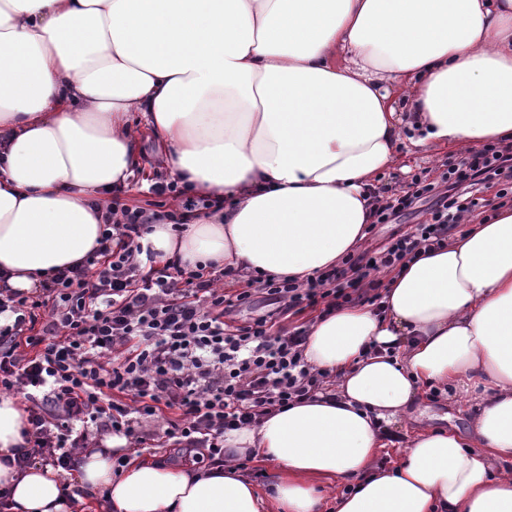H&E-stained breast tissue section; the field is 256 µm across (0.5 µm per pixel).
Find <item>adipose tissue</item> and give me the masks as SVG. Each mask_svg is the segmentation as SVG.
Returning <instances> with one entry per match:
<instances>
[{
    "mask_svg": "<svg viewBox=\"0 0 512 512\" xmlns=\"http://www.w3.org/2000/svg\"><path fill=\"white\" fill-rule=\"evenodd\" d=\"M406 129L512 141V0H0V272L28 291L82 261L113 190L159 165L216 205L155 224L157 259L304 284L362 243ZM304 356L335 388L225 434L220 467L113 436L76 472H20L27 414L1 395L9 512H71L75 486L113 512H322L333 480L355 485L335 512H512V201L394 272L382 310L315 319ZM426 386L474 404L469 432H415L378 468ZM244 456L276 464L271 493Z\"/></svg>",
    "mask_w": 512,
    "mask_h": 512,
    "instance_id": "adipose-tissue-1",
    "label": "adipose tissue"
}]
</instances>
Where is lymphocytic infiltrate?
Instances as JSON below:
<instances>
[{
    "mask_svg": "<svg viewBox=\"0 0 512 512\" xmlns=\"http://www.w3.org/2000/svg\"><path fill=\"white\" fill-rule=\"evenodd\" d=\"M512 195V143H497L414 173L374 195V221L390 224L420 201L429 217L384 247L345 258L305 285L264 279L233 287L230 272L158 261L142 239L171 210L131 209L80 264L57 269L32 293L0 288V392L26 403L28 426L12 459L67 471L78 452L122 435L131 445L199 449L224 462V434L300 401L326 376L303 357L306 329L283 319L351 303L380 307L381 275L458 232L462 214ZM274 311L232 321L253 291Z\"/></svg>",
    "mask_w": 512,
    "mask_h": 512,
    "instance_id": "obj_1",
    "label": "lymphocytic infiltrate"
}]
</instances>
